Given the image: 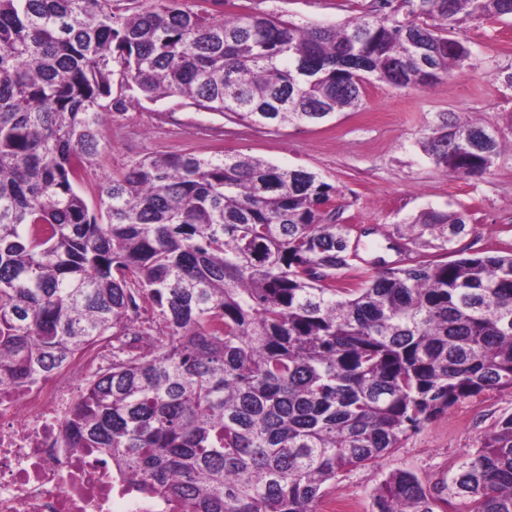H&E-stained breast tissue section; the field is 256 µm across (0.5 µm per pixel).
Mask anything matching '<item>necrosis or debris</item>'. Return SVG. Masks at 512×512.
<instances>
[{"label":"necrosis or debris","instance_id":"obj_1","mask_svg":"<svg viewBox=\"0 0 512 512\" xmlns=\"http://www.w3.org/2000/svg\"><path fill=\"white\" fill-rule=\"evenodd\" d=\"M109 354L0 389V512H173L94 450L68 447L67 416Z\"/></svg>","mask_w":512,"mask_h":512}]
</instances>
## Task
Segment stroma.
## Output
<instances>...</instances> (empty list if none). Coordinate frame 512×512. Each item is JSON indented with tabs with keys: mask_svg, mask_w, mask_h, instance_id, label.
Masks as SVG:
<instances>
[{
	"mask_svg": "<svg viewBox=\"0 0 512 512\" xmlns=\"http://www.w3.org/2000/svg\"><path fill=\"white\" fill-rule=\"evenodd\" d=\"M370 3L248 0L247 5L316 27L357 17ZM456 35L470 52L467 66L422 90L370 80L357 111L300 128L252 127L178 96L150 101L135 85H113V96L124 98L126 107L103 127V146L77 189L95 211L105 179L144 156L240 152L315 172L335 187L336 216L358 239L360 254L339 270L340 280L359 281L380 257L401 265L422 253L433 259L459 249L469 255L512 253V18L466 22ZM450 114L496 131L502 152L486 174L458 175L438 167L425 153L423 140ZM428 211L463 213L464 233L443 249L398 238V227ZM510 415L511 389L467 399L409 434L377 465L343 475L327 497L353 501L357 512H371V493L385 475L409 470L431 485Z\"/></svg>",
	"mask_w": 512,
	"mask_h": 512,
	"instance_id": "obj_1",
	"label": "stroma"
}]
</instances>
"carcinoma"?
Segmentation results:
<instances>
[{
  "label": "carcinoma",
  "instance_id": "obj_1",
  "mask_svg": "<svg viewBox=\"0 0 512 512\" xmlns=\"http://www.w3.org/2000/svg\"><path fill=\"white\" fill-rule=\"evenodd\" d=\"M0 0V386L112 347L69 414L139 490L191 512H318L456 404L512 389V255L423 254L341 283L355 257L336 189L246 154L148 155L76 184L125 99L178 95L277 128L356 109L368 77L424 89L463 67V21L512 0H372L352 21L215 16L201 0ZM436 165L486 173L501 143L448 118ZM460 213L397 228L425 247ZM512 512V415L433 485L406 470L372 512Z\"/></svg>",
  "mask_w": 512,
  "mask_h": 512
}]
</instances>
